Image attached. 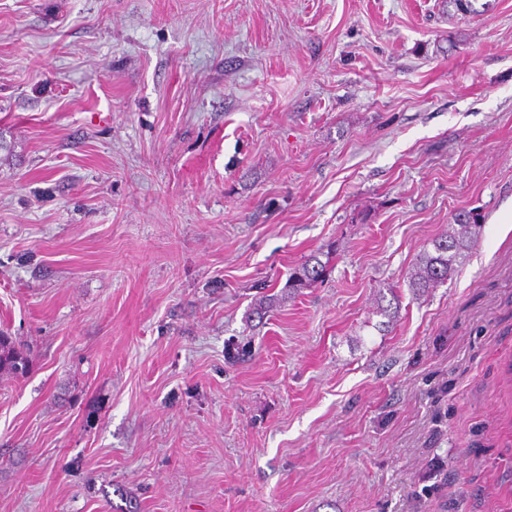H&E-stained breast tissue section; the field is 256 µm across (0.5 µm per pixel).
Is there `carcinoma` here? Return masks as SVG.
Segmentation results:
<instances>
[{
	"instance_id": "carcinoma-1",
	"label": "carcinoma",
	"mask_w": 512,
	"mask_h": 512,
	"mask_svg": "<svg viewBox=\"0 0 512 512\" xmlns=\"http://www.w3.org/2000/svg\"><path fill=\"white\" fill-rule=\"evenodd\" d=\"M483 216L473 211H461L456 215L455 227L432 242L433 251L421 258L415 273L409 281V288L420 295L448 280V274L462 262L465 253L472 247L479 233ZM327 264L312 257L295 269L288 277V289L307 288L325 278ZM28 359L18 349L12 338L0 332V371L22 372L26 370Z\"/></svg>"
}]
</instances>
